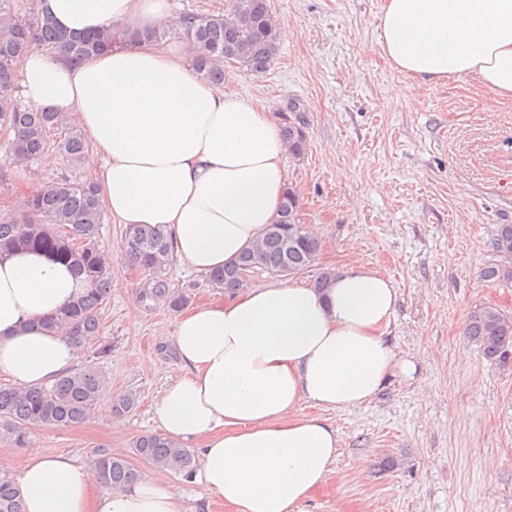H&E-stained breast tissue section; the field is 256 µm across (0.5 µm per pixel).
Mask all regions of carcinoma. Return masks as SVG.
<instances>
[{"mask_svg": "<svg viewBox=\"0 0 512 512\" xmlns=\"http://www.w3.org/2000/svg\"><path fill=\"white\" fill-rule=\"evenodd\" d=\"M224 15L189 13L180 17L174 35L198 48L195 69L213 86L224 85V66L235 62L254 75L265 73L279 50V29L269 12L267 0H228ZM156 29H136L132 39L158 43L169 37ZM35 44L51 45L72 59H83L109 48L112 33L99 31L67 34L47 16H20L9 0H0V127L13 133L10 148L16 155L37 161L52 147L67 161H80L88 144L80 130L65 126L56 112L17 104L14 89L22 57ZM292 116L283 117L280 134L288 151L301 157L307 150L304 120L291 107ZM59 131L49 142L52 130ZM27 220L0 221V253L19 248L37 249L70 264L88 283L86 292L59 314L47 320L83 345L100 332V307L108 297L110 268L99 247L103 210L98 190L91 181H64L48 185L27 200ZM122 248L130 266L143 271L146 280L140 291L142 301L162 303L172 311L183 308L189 297L170 286L167 267L172 245L158 226L136 224L125 229ZM498 264L485 271L487 280H512V224L499 225L492 242ZM319 251L318 238L299 218V199L287 188L278 219L264 228L255 243L229 265L211 272L209 282L232 290L246 284L240 273L258 268L269 273L299 274L311 268ZM466 336L489 362L506 361L512 355V316L492 304L470 311ZM99 370L87 365L50 385L20 389L0 383V447L24 448L29 429L39 426L68 427L84 422L92 406L104 393ZM135 452L162 470L187 478L196 468L194 455L176 442L160 435L138 438ZM99 482L106 488L121 487L138 477L129 461L110 453L96 462ZM0 512H25L18 483L0 470Z\"/></svg>", "mask_w": 512, "mask_h": 512, "instance_id": "1", "label": "carcinoma"}]
</instances>
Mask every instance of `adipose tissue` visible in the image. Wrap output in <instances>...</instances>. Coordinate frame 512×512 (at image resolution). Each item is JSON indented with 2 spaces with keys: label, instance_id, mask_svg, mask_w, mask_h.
<instances>
[{
  "label": "adipose tissue",
  "instance_id": "adipose-tissue-1",
  "mask_svg": "<svg viewBox=\"0 0 512 512\" xmlns=\"http://www.w3.org/2000/svg\"><path fill=\"white\" fill-rule=\"evenodd\" d=\"M36 9L70 33H112L101 54L34 49L19 65L25 102L84 132L105 211L161 226L196 272L235 261L277 219L288 183L270 112L201 79L193 45L132 40L135 29L176 25L168 0ZM378 29L395 70L422 84L469 78L491 110L512 102V0H385ZM86 289L41 252L0 255V375L29 387L71 372L79 348L42 322ZM397 299L388 273L353 264L323 288L248 287L185 307L172 332L184 373L154 406L159 430L196 449V481L232 512H304L338 455L324 411L362 405L388 377L417 371L385 339ZM18 485L26 512H180L183 500L180 485L155 476L101 488L94 464L65 454L31 455Z\"/></svg>",
  "mask_w": 512,
  "mask_h": 512
}]
</instances>
